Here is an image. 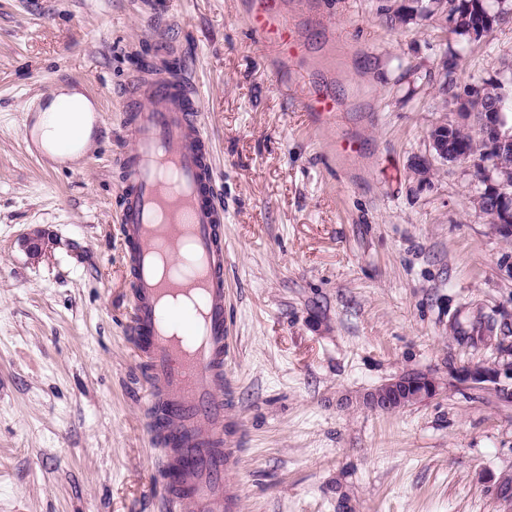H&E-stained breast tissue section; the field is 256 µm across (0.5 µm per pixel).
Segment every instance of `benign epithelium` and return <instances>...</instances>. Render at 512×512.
<instances>
[{
    "label": "benign epithelium",
    "mask_w": 512,
    "mask_h": 512,
    "mask_svg": "<svg viewBox=\"0 0 512 512\" xmlns=\"http://www.w3.org/2000/svg\"><path fill=\"white\" fill-rule=\"evenodd\" d=\"M400 6L404 10L396 18L398 23L407 24L418 18L439 15L451 26H456V17L448 15L447 0H428L423 4L402 0ZM457 104L465 106V109L457 110V120L439 123L429 131V147L436 157L444 161L450 156L456 161H470L464 148L450 147L448 130L464 125L474 113L480 116L476 128L478 137L486 140L489 148L497 154L512 152V128H505L504 121L505 113L512 112L511 96L503 93L492 106L486 107L479 89L471 88L460 93ZM475 177L479 188L472 198L473 203L481 212L490 216L499 235L512 238V192H507L497 180V169L494 167H475ZM48 243L49 235L42 230H36L25 238L24 247L30 258L38 259L45 253ZM499 375L497 370L480 367L466 369L462 373L464 379L474 383L495 381ZM438 393V383L428 376H403L378 386L368 395L367 403L376 410L394 412L431 399Z\"/></svg>",
    "instance_id": "obj_1"
}]
</instances>
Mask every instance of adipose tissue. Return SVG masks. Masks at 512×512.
Masks as SVG:
<instances>
[{
  "mask_svg": "<svg viewBox=\"0 0 512 512\" xmlns=\"http://www.w3.org/2000/svg\"><path fill=\"white\" fill-rule=\"evenodd\" d=\"M96 123L94 103L82 92L63 87L39 112L29 136L43 154L71 161L92 147Z\"/></svg>",
  "mask_w": 512,
  "mask_h": 512,
  "instance_id": "ef3b65f1",
  "label": "adipose tissue"
}]
</instances>
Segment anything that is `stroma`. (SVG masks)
<instances>
[{
  "label": "stroma",
  "instance_id": "35a3bbf8",
  "mask_svg": "<svg viewBox=\"0 0 512 512\" xmlns=\"http://www.w3.org/2000/svg\"><path fill=\"white\" fill-rule=\"evenodd\" d=\"M285 3L312 47L291 73L247 0H0V512H168L114 222L121 96L162 39L199 88L224 206L236 512H512L496 390L512 381L462 378L512 358V240L470 203V164L411 173L453 116L444 59L457 88L512 95V21L474 41L438 17L389 27L381 0ZM314 82L340 103L332 126L300 110ZM62 85L98 106L92 149L66 164L26 139ZM340 136L359 153L340 159ZM37 227L50 246L33 261ZM409 374L439 395L367 406Z\"/></svg>",
  "mask_w": 512,
  "mask_h": 512
}]
</instances>
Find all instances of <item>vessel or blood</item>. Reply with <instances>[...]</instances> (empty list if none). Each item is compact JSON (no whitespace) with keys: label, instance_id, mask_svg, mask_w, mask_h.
Instances as JSON below:
<instances>
[{"label":"vessel or blood","instance_id":"1","mask_svg":"<svg viewBox=\"0 0 512 512\" xmlns=\"http://www.w3.org/2000/svg\"><path fill=\"white\" fill-rule=\"evenodd\" d=\"M247 23L273 56L306 45L282 0H250ZM318 123L338 104L316 87L301 101ZM122 110L132 144L121 173L119 232L132 313L128 333L146 370L152 431L168 450L162 495L188 512H234L224 484V208L199 97L184 64L144 63Z\"/></svg>","mask_w":512,"mask_h":512}]
</instances>
